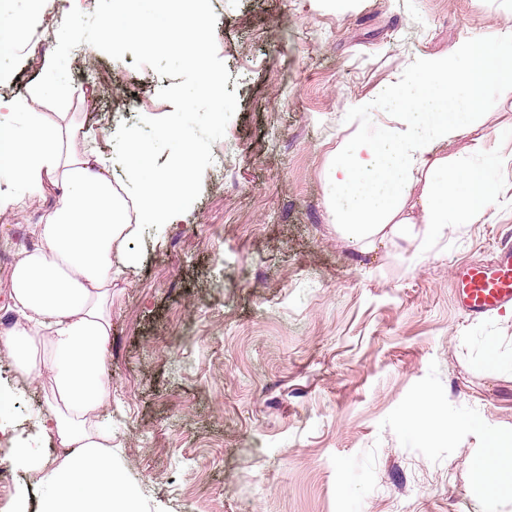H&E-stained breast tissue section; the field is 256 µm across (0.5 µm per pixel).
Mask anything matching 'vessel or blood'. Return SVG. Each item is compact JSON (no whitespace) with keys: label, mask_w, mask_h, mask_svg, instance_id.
<instances>
[{"label":"vessel or blood","mask_w":512,"mask_h":512,"mask_svg":"<svg viewBox=\"0 0 512 512\" xmlns=\"http://www.w3.org/2000/svg\"><path fill=\"white\" fill-rule=\"evenodd\" d=\"M454 283L458 304L472 315L512 306V245L498 247L486 261L457 267Z\"/></svg>","instance_id":"b4317fda"}]
</instances>
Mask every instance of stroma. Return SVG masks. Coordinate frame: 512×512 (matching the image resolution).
I'll return each instance as SVG.
<instances>
[{"label": "stroma", "instance_id": "1", "mask_svg": "<svg viewBox=\"0 0 512 512\" xmlns=\"http://www.w3.org/2000/svg\"><path fill=\"white\" fill-rule=\"evenodd\" d=\"M63 6L46 0L43 20L0 60L1 101L58 70L70 116L98 128L118 177L124 127L139 126L161 165L173 161L170 116L207 147L189 207L175 223L142 225L130 241L139 265L112 283L113 455L144 512H512L469 482L478 437L443 427L478 416L512 432V315L470 317L451 288L457 264L488 258L512 230V87H492L475 131L440 150L496 181L480 219L419 224L410 239L365 249L336 226L325 179L364 98L420 57L494 40L512 26V0H207L220 123L169 25L77 65L44 60L33 46ZM111 76L138 101L104 99ZM50 203L25 196L11 217L0 300ZM0 387L14 395L0 427L51 460L55 444L36 426L42 392L18 385L1 358ZM424 396L429 433L414 412Z\"/></svg>", "mask_w": 512, "mask_h": 512}]
</instances>
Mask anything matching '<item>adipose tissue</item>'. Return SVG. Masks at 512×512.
<instances>
[{
  "label": "adipose tissue",
  "instance_id": "adipose-tissue-1",
  "mask_svg": "<svg viewBox=\"0 0 512 512\" xmlns=\"http://www.w3.org/2000/svg\"><path fill=\"white\" fill-rule=\"evenodd\" d=\"M203 0H112V16L94 40L82 41L79 21L62 11L46 38V53L81 46L92 54L150 38L160 21L189 15L180 29V53L196 65L197 86L223 103L224 77L205 67L210 29ZM45 0H25L24 11L0 9V57L13 54L27 20L39 18ZM512 85V30L500 39L473 37L456 54L413 63L411 79L380 89L394 110L383 134L345 140L327 170V204L347 235L368 240L391 231L410 237L415 224L438 228L449 215L481 217L497 193L486 167L448 159L437 148L460 133L463 113L481 103L485 91ZM65 102L63 79L48 74L42 89L0 101V223L21 195L52 196L40 223L30 225V245L16 255L8 310L16 319L0 331V357L44 391L42 432L62 450L56 465L39 464L40 452L23 442L15 465L36 469V489L20 512H142L137 489L112 457V422L102 416L112 404L104 371L112 336V280L137 265L129 247L140 225L173 223L188 202L200 170V150L178 119L166 127V145L176 163L156 169V147L137 127L124 128L121 142L126 180L114 183L105 155L89 148L94 129L63 124L40 111L44 96ZM480 440L469 463L471 484L512 492V433L483 420L457 423Z\"/></svg>",
  "mask_w": 512,
  "mask_h": 512
}]
</instances>
